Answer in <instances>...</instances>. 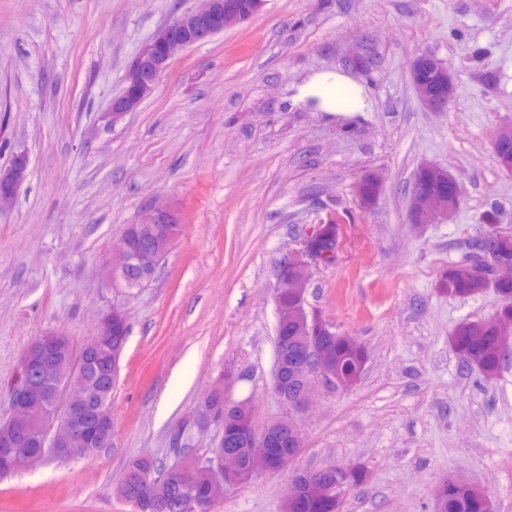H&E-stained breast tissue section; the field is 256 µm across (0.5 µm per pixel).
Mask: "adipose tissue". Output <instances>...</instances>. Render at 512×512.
I'll list each match as a JSON object with an SVG mask.
<instances>
[{
    "instance_id": "1",
    "label": "adipose tissue",
    "mask_w": 512,
    "mask_h": 512,
    "mask_svg": "<svg viewBox=\"0 0 512 512\" xmlns=\"http://www.w3.org/2000/svg\"><path fill=\"white\" fill-rule=\"evenodd\" d=\"M295 103L312 111L351 118L371 108L363 84L341 71L313 73L295 86Z\"/></svg>"
}]
</instances>
